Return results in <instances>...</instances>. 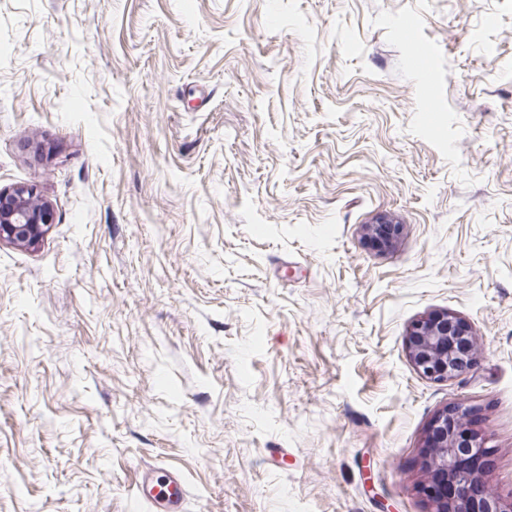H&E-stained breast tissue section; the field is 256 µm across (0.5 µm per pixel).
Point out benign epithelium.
Wrapping results in <instances>:
<instances>
[{"label": "benign epithelium", "instance_id": "obj_1", "mask_svg": "<svg viewBox=\"0 0 512 512\" xmlns=\"http://www.w3.org/2000/svg\"><path fill=\"white\" fill-rule=\"evenodd\" d=\"M53 221L51 207L38 199L34 185L0 190V243L35 248ZM366 237L380 250L397 243L400 225L380 217L365 226ZM409 355L425 377L446 382L472 370L476 363L474 334L470 323L447 312H433L408 330ZM481 457L489 453L485 440L473 432L467 410L454 406L441 411L431 422L422 456L425 473L441 474L451 492L437 493L424 483V493L433 512H512V499L486 492L474 469L462 459L467 453Z\"/></svg>", "mask_w": 512, "mask_h": 512}]
</instances>
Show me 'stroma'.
Listing matches in <instances>:
<instances>
[{
    "mask_svg": "<svg viewBox=\"0 0 512 512\" xmlns=\"http://www.w3.org/2000/svg\"><path fill=\"white\" fill-rule=\"evenodd\" d=\"M0 512H431L462 404L512 497V0H0ZM403 231L387 252L365 224ZM469 322L435 382L412 322ZM53 221L51 207L38 199L36 186L0 190V243L35 248ZM409 355L425 377L447 382L472 370L476 363L470 323L447 312H433L408 330ZM137 499L150 512H184L189 487L182 473L171 466L142 469L136 480Z\"/></svg>",
    "mask_w": 512,
    "mask_h": 512,
    "instance_id": "stroma-1",
    "label": "stroma"
}]
</instances>
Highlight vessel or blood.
<instances>
[{
	"label": "vessel or blood",
	"instance_id": "b4317fda",
	"mask_svg": "<svg viewBox=\"0 0 512 512\" xmlns=\"http://www.w3.org/2000/svg\"><path fill=\"white\" fill-rule=\"evenodd\" d=\"M135 493L150 512H185L190 490L176 468L153 466L140 471Z\"/></svg>",
	"mask_w": 512,
	"mask_h": 512
}]
</instances>
